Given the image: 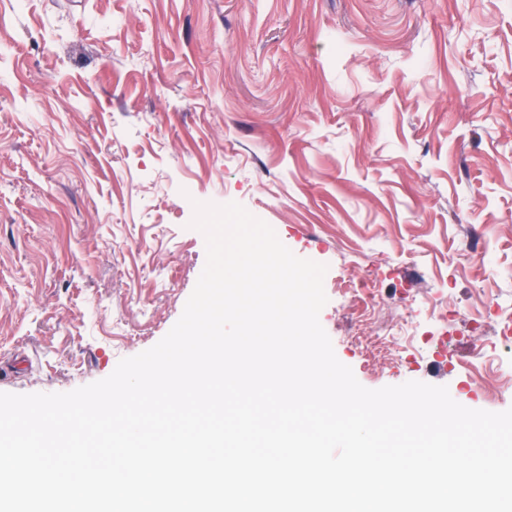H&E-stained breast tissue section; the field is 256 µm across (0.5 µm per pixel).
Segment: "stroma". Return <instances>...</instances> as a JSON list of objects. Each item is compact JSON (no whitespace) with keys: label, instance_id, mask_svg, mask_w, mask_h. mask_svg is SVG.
<instances>
[{"label":"stroma","instance_id":"stroma-1","mask_svg":"<svg viewBox=\"0 0 512 512\" xmlns=\"http://www.w3.org/2000/svg\"><path fill=\"white\" fill-rule=\"evenodd\" d=\"M1 39L0 392L158 343L194 202H236L326 265L361 385L512 407V0H0ZM373 314L400 359L353 345Z\"/></svg>","mask_w":512,"mask_h":512}]
</instances>
